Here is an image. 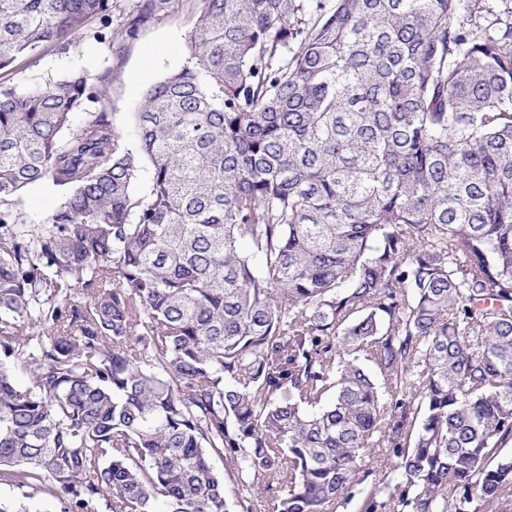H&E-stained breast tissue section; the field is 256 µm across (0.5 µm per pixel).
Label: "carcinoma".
Wrapping results in <instances>:
<instances>
[{
    "mask_svg": "<svg viewBox=\"0 0 512 512\" xmlns=\"http://www.w3.org/2000/svg\"><path fill=\"white\" fill-rule=\"evenodd\" d=\"M200 2L131 141L82 69L0 90V482L74 512H334L382 448L361 512H512V15ZM112 22L0 0V70ZM44 181L63 200L29 224ZM60 201V193L48 182L36 184L27 189L16 202L29 224L43 220Z\"/></svg>",
    "mask_w": 512,
    "mask_h": 512,
    "instance_id": "carcinoma-1",
    "label": "carcinoma"
}]
</instances>
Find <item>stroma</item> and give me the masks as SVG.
I'll return each instance as SVG.
<instances>
[{
	"instance_id": "35a3bbf8",
	"label": "stroma",
	"mask_w": 512,
	"mask_h": 512,
	"mask_svg": "<svg viewBox=\"0 0 512 512\" xmlns=\"http://www.w3.org/2000/svg\"><path fill=\"white\" fill-rule=\"evenodd\" d=\"M200 4L198 0H173L171 7L141 23L133 36H115L112 43L85 40L66 49L46 48L37 65L16 62L0 71V84L28 89L44 84L74 67L101 79L103 109L124 138H132L128 115L142 103L147 89L171 71L186 65L188 36ZM60 201L59 192L47 182L27 189L16 202L28 223L43 220Z\"/></svg>"
}]
</instances>
